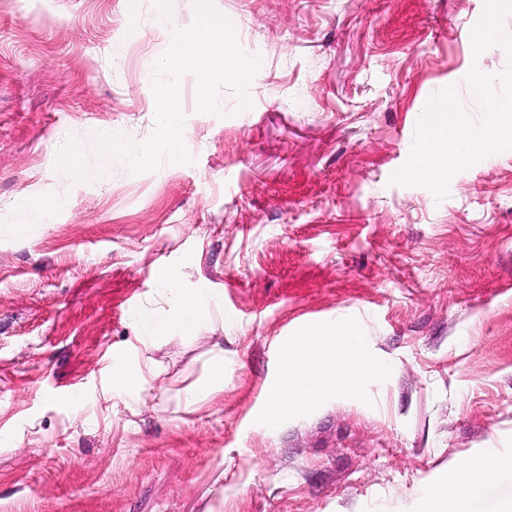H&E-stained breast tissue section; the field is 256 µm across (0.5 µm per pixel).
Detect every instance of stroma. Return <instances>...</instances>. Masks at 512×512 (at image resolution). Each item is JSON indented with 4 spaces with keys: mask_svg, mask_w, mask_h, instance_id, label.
I'll use <instances>...</instances> for the list:
<instances>
[{
    "mask_svg": "<svg viewBox=\"0 0 512 512\" xmlns=\"http://www.w3.org/2000/svg\"><path fill=\"white\" fill-rule=\"evenodd\" d=\"M213 5L261 59L253 106L197 112L184 74L194 162L134 174L97 136L151 135L192 0H0V512H419L450 468L512 459V151L441 200L388 183L432 94L480 118L466 75L508 62L472 53L485 0ZM164 269L215 302L146 344ZM340 324L382 373L267 429L283 348ZM120 353L155 366L139 401ZM219 354L223 391L186 405ZM152 368L145 357L132 364L125 358L112 360V389L126 399L141 398L151 388Z\"/></svg>",
    "mask_w": 512,
    "mask_h": 512,
    "instance_id": "obj_1",
    "label": "stroma"
}]
</instances>
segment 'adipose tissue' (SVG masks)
Listing matches in <instances>:
<instances>
[{
    "label": "adipose tissue",
    "mask_w": 512,
    "mask_h": 512,
    "mask_svg": "<svg viewBox=\"0 0 512 512\" xmlns=\"http://www.w3.org/2000/svg\"><path fill=\"white\" fill-rule=\"evenodd\" d=\"M157 285L166 293L169 308L163 318L143 319L147 335H174L205 326L209 298L200 289L182 287L169 271L159 274ZM380 370V365L356 344L350 328H309L283 351L279 383L266 404L264 420L273 427L294 408L319 403L328 394H356L361 381ZM151 381L148 361L133 364L123 358L113 360L112 389L120 397L141 398ZM503 467L499 458L481 456L449 469L444 483L423 488L422 512H441L442 503L450 496L462 503L469 501L479 483Z\"/></svg>",
    "instance_id": "ef3b65f1"
}]
</instances>
